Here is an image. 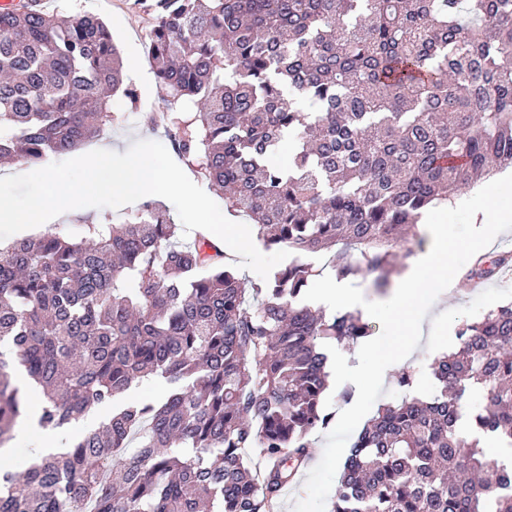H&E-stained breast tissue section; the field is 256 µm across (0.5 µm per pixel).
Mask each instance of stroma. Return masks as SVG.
Returning <instances> with one entry per match:
<instances>
[{"label": "stroma", "mask_w": 512, "mask_h": 512, "mask_svg": "<svg viewBox=\"0 0 512 512\" xmlns=\"http://www.w3.org/2000/svg\"><path fill=\"white\" fill-rule=\"evenodd\" d=\"M44 13L62 19L84 14L99 16L108 26L122 58H137L141 66L127 70V82L135 90L133 98L114 100L112 109L118 119L106 132L116 152H125L143 134L144 125H151V140L166 142L165 99L167 92L160 85L149 62L145 43L150 28V16L137 0H42ZM512 301V277H499L485 283L480 290L468 288L459 282L447 303L423 310L415 323V340L419 347L411 364L417 371L415 388L431 392L434 379L428 372L431 358L427 352L432 338L455 335L463 321L480 319L489 309ZM349 392L366 413H373L379 405L392 402L399 391L396 374L380 381L373 389L358 391L354 377L344 374L340 387L329 388L325 405L335 414L328 428L315 432V448L304 470L297 473L293 485L281 495L275 512H328V505L336 494L338 477L347 450L359 431L358 424L343 420V403L339 396Z\"/></svg>", "instance_id": "stroma-1"}]
</instances>
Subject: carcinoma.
<instances>
[{"label":"carcinoma","mask_w":512,"mask_h":512,"mask_svg":"<svg viewBox=\"0 0 512 512\" xmlns=\"http://www.w3.org/2000/svg\"><path fill=\"white\" fill-rule=\"evenodd\" d=\"M147 52L179 156L266 249L292 258L250 284L209 238L180 240L147 200L73 239L0 249V448L40 389L38 424L112 418L23 471L0 463V512H274L311 457L331 344L361 314L305 303L311 280L374 276L421 247L419 221L512 166V0H153ZM133 96L97 17L0 12V160L35 164L103 135ZM288 162H273L284 141ZM326 255L317 266L307 258ZM512 252L477 259L492 278ZM436 392L378 408L345 457L331 512H512V464L457 432L512 443V303L463 322ZM149 378L159 398L122 397Z\"/></svg>","instance_id":"carcinoma-1"}]
</instances>
